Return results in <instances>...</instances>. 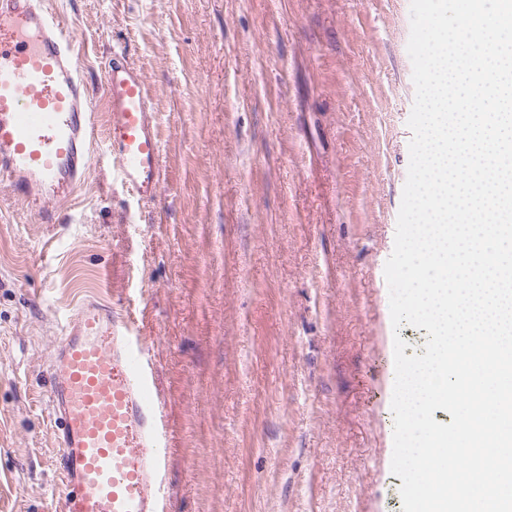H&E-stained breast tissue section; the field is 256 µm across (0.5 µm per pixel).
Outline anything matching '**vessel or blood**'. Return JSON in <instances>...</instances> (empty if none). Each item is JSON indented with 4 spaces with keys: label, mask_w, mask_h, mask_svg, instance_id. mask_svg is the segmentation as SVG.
Instances as JSON below:
<instances>
[{
    "label": "vessel or blood",
    "mask_w": 512,
    "mask_h": 512,
    "mask_svg": "<svg viewBox=\"0 0 512 512\" xmlns=\"http://www.w3.org/2000/svg\"><path fill=\"white\" fill-rule=\"evenodd\" d=\"M75 34L46 0H0V184L41 223L84 186L95 135ZM105 143L113 173L142 200L164 179L144 73L112 51L104 67ZM61 512H166L167 408L149 341L96 294L69 315L48 364Z\"/></svg>",
    "instance_id": "obj_1"
}]
</instances>
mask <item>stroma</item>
<instances>
[{"instance_id": "35a3bbf8", "label": "stroma", "mask_w": 512, "mask_h": 512, "mask_svg": "<svg viewBox=\"0 0 512 512\" xmlns=\"http://www.w3.org/2000/svg\"><path fill=\"white\" fill-rule=\"evenodd\" d=\"M103 140L116 47L147 77L164 184L96 163L39 223L0 186V512H55L45 393L83 294L152 343L170 512H402L384 268L409 166L410 0H47Z\"/></svg>"}]
</instances>
